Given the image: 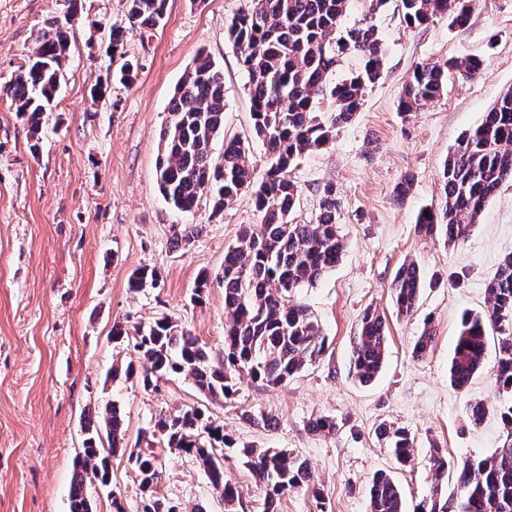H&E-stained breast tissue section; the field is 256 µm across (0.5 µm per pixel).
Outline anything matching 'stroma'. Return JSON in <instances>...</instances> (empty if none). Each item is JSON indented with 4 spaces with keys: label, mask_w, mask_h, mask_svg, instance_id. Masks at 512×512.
<instances>
[{
    "label": "stroma",
    "mask_w": 512,
    "mask_h": 512,
    "mask_svg": "<svg viewBox=\"0 0 512 512\" xmlns=\"http://www.w3.org/2000/svg\"><path fill=\"white\" fill-rule=\"evenodd\" d=\"M248 3L168 0L158 27L128 36L126 57L138 68L123 83L112 77L118 65L108 35L126 25L127 0H81L72 17L65 0H0V512H68L88 410L119 405L129 444L143 448L152 440L156 413L205 404L179 375L163 379L157 393L144 390L137 375L111 376L112 367L123 370L138 360L131 345L113 342L112 328L165 314L211 349L224 345L218 276L225 253L259 221L254 200L242 193L217 213L205 196L192 213H179L158 191L155 163L169 99L201 52L224 74L225 138H249L247 75L224 38L225 22ZM63 18L71 34L64 78L35 133L3 88L50 22ZM375 22L381 79L361 112L292 172L300 190L295 221L314 216L319 186L331 185L340 204L342 258L296 295L321 323L327 353L286 386L245 382L234 400L207 404L236 441L305 459L327 512H367L368 481L380 469L392 474L407 506H415L433 482V448L453 465L491 455L503 435L495 350L466 389L451 385L448 367L463 313L486 310L487 286L512 252V182L500 187L458 245L440 234L422 237L415 224L422 210L440 203L449 150L512 88V0H475L461 27L444 19L405 27L391 2ZM471 55L485 60L478 79L449 74L432 106L400 112L399 97L418 64ZM98 83L107 86L101 102L90 98ZM407 174L415 184L400 202L394 188ZM183 224L203 230L192 245L177 248L173 237ZM407 260L424 274L419 309L410 317L397 314L391 293ZM143 268L158 272V285L131 293L128 281ZM204 272L210 288L198 304L191 294ZM369 307L385 316L389 333L384 367L364 385L350 372V350ZM428 317L436 343L418 359L412 345ZM474 401L488 410L478 426L469 420ZM246 410L274 415L276 428L243 420ZM316 417L333 420L334 431L311 432L308 423ZM383 421L415 435L409 466H397L376 438ZM157 455L159 492L181 512H225L195 461L164 448ZM224 470L239 490L238 512H262L263 489L246 467L232 456ZM88 492L94 512H112L116 493L127 512H138V479L122 457L112 459L110 487L92 485Z\"/></svg>",
    "instance_id": "1"
}]
</instances>
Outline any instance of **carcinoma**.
<instances>
[{
    "label": "carcinoma",
    "instance_id": "1",
    "mask_svg": "<svg viewBox=\"0 0 512 512\" xmlns=\"http://www.w3.org/2000/svg\"><path fill=\"white\" fill-rule=\"evenodd\" d=\"M351 0H251L225 27L248 75L251 133L262 142L270 162L258 174L244 141H224L223 162L215 165L211 145L224 135V77L205 53L182 76L167 111L168 119L156 161V182L163 199L175 210L190 213L205 194L213 210H224L238 195L249 192L260 222L246 228L236 246L224 255L219 281L224 285V347L208 348L191 330L166 316L135 328L133 348L142 360L140 381L154 391L158 382L175 374L198 392L228 401L243 381L279 386L325 355L328 340L308 305L293 294L318 282L336 267L344 250L339 231L336 195L329 185L316 189L317 214L309 224L291 218L299 187L290 172L304 156L329 144L336 129L349 123L365 102L368 89L383 74V53L373 14L388 0H369L368 13L344 25ZM472 0H399L398 11L408 27L439 18L452 25L466 23ZM167 0H128V23L109 33L112 54L124 57L127 34L153 29L166 14ZM69 49L67 28L58 23L38 37L33 56L3 88L16 111L39 127L43 108L53 97ZM347 56L361 66L342 80L334 79ZM480 58L449 59L420 64L403 89L399 108L422 110L440 95L454 70L467 80L483 71ZM512 181V90H506L470 133L460 138L443 165L440 204L421 212L417 230L426 236L445 233L448 244L465 239L478 223L486 203L499 187ZM199 224H182L177 247L190 245ZM154 270L134 273L129 288L156 287ZM423 288V273L414 262L403 263L391 284L399 314L414 315ZM489 306L482 314L465 315L449 367L452 385L463 390L485 362L491 336L497 339L496 380L512 392V253L502 260L488 285ZM388 325L366 309L353 336L350 369L359 383L372 382L386 357ZM432 320L414 342L412 355L426 357L433 348ZM505 440L487 458L464 460L456 467L457 490L447 493L443 479L448 459L434 450L430 457L434 481L417 512H512V399L500 410ZM82 452L74 459L69 512H93L87 483L111 479L110 458L121 455L135 472L141 491L140 512H178V506L153 488L160 472L153 452L130 448L123 413L114 403L87 418ZM160 447L192 458L224 500L228 512L239 491L227 478V450L238 457L264 489L263 512H279L282 496L298 488L315 490L308 462L281 448H255L237 442L199 406L161 411L151 431ZM378 434L396 461L409 463L415 439L403 427L382 423ZM368 512H405L402 490L384 470L372 476Z\"/></svg>",
    "mask_w": 512,
    "mask_h": 512
}]
</instances>
